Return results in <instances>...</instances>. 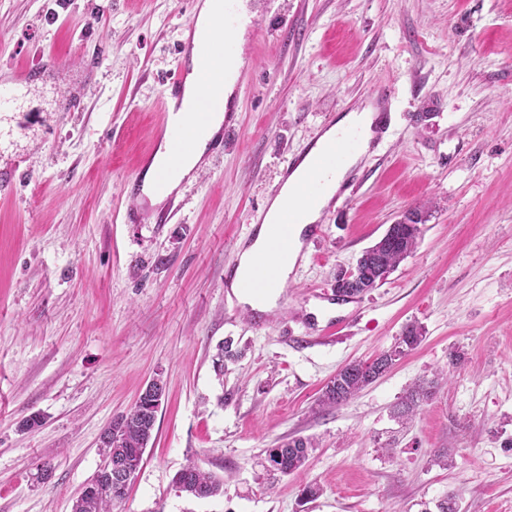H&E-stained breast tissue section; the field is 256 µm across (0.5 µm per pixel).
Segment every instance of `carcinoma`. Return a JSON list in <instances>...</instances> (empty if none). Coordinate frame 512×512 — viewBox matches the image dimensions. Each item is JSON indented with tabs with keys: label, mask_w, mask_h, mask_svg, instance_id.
Returning <instances> with one entry per match:
<instances>
[{
	"label": "carcinoma",
	"mask_w": 512,
	"mask_h": 512,
	"mask_svg": "<svg viewBox=\"0 0 512 512\" xmlns=\"http://www.w3.org/2000/svg\"><path fill=\"white\" fill-rule=\"evenodd\" d=\"M426 222L420 208L409 210L404 220L392 225L370 249L364 251L360 266L362 275L370 284L378 286L401 261L415 249L420 234V225ZM421 341V334L409 328L392 346L391 352L402 357L413 350ZM377 379L374 370L363 366L360 361L352 362L336 372V375L323 389L320 403L327 406H340L352 399L363 387ZM433 395V385L420 384L411 390L402 402V415L411 416ZM159 406L144 400L137 402L125 414L115 417L108 427L112 441L104 444L105 461L122 462L137 468L140 466L145 448L150 441L157 420ZM312 442L292 439L277 448L268 449L270 468L282 475L299 471L306 464ZM179 492L195 498H209L219 495L220 480L212 474L190 463L181 469L174 478ZM128 493L125 488L112 486V494L91 493L73 502L72 512H112V508L123 501Z\"/></svg>",
	"instance_id": "carcinoma-1"
}]
</instances>
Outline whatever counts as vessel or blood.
<instances>
[{
  "label": "vessel or blood",
  "mask_w": 512,
  "mask_h": 512,
  "mask_svg": "<svg viewBox=\"0 0 512 512\" xmlns=\"http://www.w3.org/2000/svg\"><path fill=\"white\" fill-rule=\"evenodd\" d=\"M186 48L197 51L196 63L199 75L206 80L204 89L200 90L192 102L184 100L185 77L175 73L161 83L160 99L162 105L161 135L169 139V165H176L190 145L195 132L206 127L221 98L220 89L224 83V46L216 41H209L204 47H196V21L188 19L185 25ZM356 141L346 135L326 141L322 147L306 143L291 154L281 176L289 178L298 165L309 153H316L317 158L303 177L301 194L286 197L282 207L279 236L273 239V247H280L283 241L291 237L292 223L297 216L300 204L313 197L319 190L323 175L331 168L340 166L346 156L353 152Z\"/></svg>",
  "instance_id": "b4317fda"
}]
</instances>
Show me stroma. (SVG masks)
Listing matches in <instances>:
<instances>
[{"label":"stroma","instance_id":"1","mask_svg":"<svg viewBox=\"0 0 512 512\" xmlns=\"http://www.w3.org/2000/svg\"><path fill=\"white\" fill-rule=\"evenodd\" d=\"M231 2L236 127L153 208L121 188L161 145L191 0H0V512H71L101 432L157 375L165 398L116 512H433L447 493L457 512H512V0ZM42 56V77L15 84ZM384 85L391 126L310 259L271 311L229 304L224 269L290 154ZM420 205L413 253L336 299L337 271ZM410 325L415 350L319 407L339 368ZM440 370L400 425L395 407ZM295 438L315 443L303 470L270 473L267 449ZM191 461L220 495L177 491Z\"/></svg>","mask_w":512,"mask_h":512}]
</instances>
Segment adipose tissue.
<instances>
[{
    "mask_svg": "<svg viewBox=\"0 0 512 512\" xmlns=\"http://www.w3.org/2000/svg\"><path fill=\"white\" fill-rule=\"evenodd\" d=\"M376 114L373 108H366L363 112H351L342 116L337 124L326 132V139H335L337 134L348 131L355 132L358 144L355 153H352L337 169L331 171L325 179L319 191L317 200L305 207L301 212V218L293 228L292 239L288 246L277 252H268L267 245L275 237L279 220V203H272L266 218L257 230V236L253 245L242 251L238 260V272L230 282L231 295L237 303L249 306L254 309L266 311L276 305L277 296L272 292H247L242 288L243 281L260 277L261 270L256 262L260 255H267L269 260L277 266L280 277H287L293 270L299 252V240L306 225L315 223L320 215L323 206L336 192L344 180L351 166H354L360 158L361 153L368 150L374 135ZM224 122L223 113H214L212 119L203 131L193 139L190 147L182 156L176 166L168 164V147H160L152 163L147 167L141 186V191L146 196L150 205H161L166 198L173 193L195 170L203 158L209 143L219 134ZM167 170L168 179L165 187H158L156 175L160 170Z\"/></svg>",
    "mask_w": 512,
    "mask_h": 512,
    "instance_id": "1",
    "label": "adipose tissue"
}]
</instances>
